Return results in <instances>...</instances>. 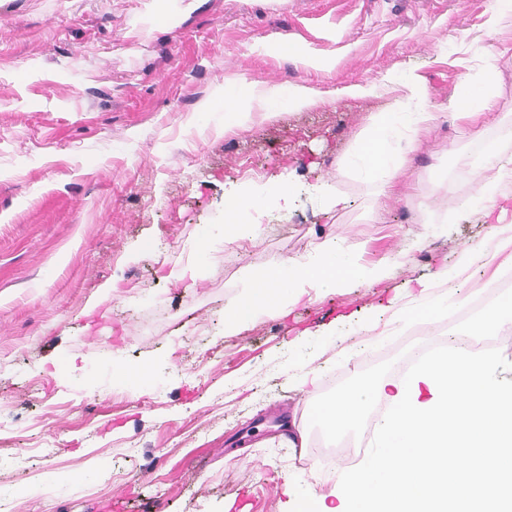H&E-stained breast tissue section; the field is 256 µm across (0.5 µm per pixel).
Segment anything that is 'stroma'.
I'll use <instances>...</instances> for the list:
<instances>
[{
	"label": "stroma",
	"instance_id": "35a3bbf8",
	"mask_svg": "<svg viewBox=\"0 0 512 512\" xmlns=\"http://www.w3.org/2000/svg\"><path fill=\"white\" fill-rule=\"evenodd\" d=\"M401 71L424 77L439 117L383 197L344 159ZM487 77L494 111L452 121L462 81ZM243 82L316 99L225 130L224 89ZM368 83L375 96L346 92ZM491 142L512 162V10L492 17L490 0H0V454L20 460L0 493L13 512H107L117 496L132 512H236L242 487L252 512H285L289 480L321 496L346 464L308 423L334 384L436 338L512 362L482 314L453 305L396 328L387 310L466 246L464 302L512 297L480 289L512 178L488 211L459 207ZM272 180L293 194L257 238H201L243 185ZM325 189L346 206L326 210ZM336 239L384 277L271 299L225 335L243 267L270 274ZM311 368L318 385L299 386ZM285 417L301 449L271 431Z\"/></svg>",
	"mask_w": 512,
	"mask_h": 512
}]
</instances>
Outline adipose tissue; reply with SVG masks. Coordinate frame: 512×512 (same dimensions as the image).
Instances as JSON below:
<instances>
[{
	"instance_id": "obj_1",
	"label": "adipose tissue",
	"mask_w": 512,
	"mask_h": 512,
	"mask_svg": "<svg viewBox=\"0 0 512 512\" xmlns=\"http://www.w3.org/2000/svg\"><path fill=\"white\" fill-rule=\"evenodd\" d=\"M397 96L389 111L373 115L364 130L361 146L353 149L347 159L351 174L374 184L379 192L393 188L396 179L407 168L406 153L396 151L393 143L398 137L414 141L437 117L429 102L424 78L414 72H401L391 80ZM313 101L306 87L288 85L263 87L249 84L224 92L226 110L225 128H232L248 120L254 104L267 111L286 108L300 111ZM291 193L283 181H273L262 188L248 189L225 203L226 210L246 209L255 213L282 205ZM362 266L358 256L341 243H323L307 258L283 261L274 275L260 278L251 270H243L241 280L245 289V302L234 314L225 316V333H235L239 322L250 314L264 289H273L276 296L294 302L303 295L305 287L335 290L341 284L340 273L356 274Z\"/></svg>"
}]
</instances>
